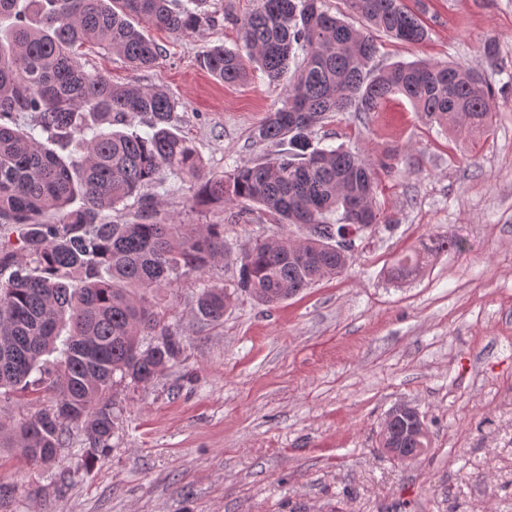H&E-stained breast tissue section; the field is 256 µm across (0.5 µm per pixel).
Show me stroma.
<instances>
[{"mask_svg": "<svg viewBox=\"0 0 512 512\" xmlns=\"http://www.w3.org/2000/svg\"><path fill=\"white\" fill-rule=\"evenodd\" d=\"M405 4L429 36L416 45L378 36L376 66L481 69L495 93L491 131L450 135L401 95L368 118L339 112L316 126V146L393 162L379 176L380 222L342 275L272 307L240 294L220 324L198 320L200 287L232 282L255 239L299 231L232 221L231 205H193L187 179L159 192V217L223 225L229 252L155 294L183 353L148 386H116L118 420L100 460L88 462L76 429L48 468L1 449L0 512H512V0ZM256 6L209 0L216 25L185 36L146 27L162 49L150 69L96 46L81 61L179 101L174 132L205 173L220 174L269 154L254 132L285 98L284 84L262 73L227 84L199 64L215 45L241 47L222 17ZM446 231L465 250L431 257L413 280L391 276L396 254ZM403 403L418 408L432 446L398 465L377 446L388 411Z\"/></svg>", "mask_w": 512, "mask_h": 512, "instance_id": "1", "label": "stroma"}]
</instances>
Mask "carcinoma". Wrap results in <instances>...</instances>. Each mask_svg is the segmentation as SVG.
<instances>
[{"label":"carcinoma","instance_id":"cac0c4a2","mask_svg":"<svg viewBox=\"0 0 512 512\" xmlns=\"http://www.w3.org/2000/svg\"><path fill=\"white\" fill-rule=\"evenodd\" d=\"M176 2L0 0V20H11L0 43V396L50 401L1 425L0 447L33 466L55 461L71 425L84 431L89 460L108 450L113 388L152 383L183 350L153 293L227 256L224 225L157 217L164 172L197 182L211 202L245 204L238 218L252 213L250 203L272 223L314 226L310 238L255 242L239 256L233 284L203 288L197 315L216 324L239 290L270 306L336 277L345 257L332 242L349 225L379 223L374 168L342 146L313 144V128L328 115H367L400 94L427 124L451 134L492 127L493 100L479 70L431 62L375 68L373 32L406 44L428 36L404 0H346L361 28L329 13L323 0H259L242 18L224 14L239 27L242 50L216 46L202 64L227 84L246 81L249 62L285 82L284 103L254 138L288 148L208 176L189 141L172 131L178 102L159 88L115 84L79 61V49L94 43L149 68L161 48L138 24L176 35L215 25L201 9L205 0H190L192 8ZM28 113L36 121L21 124ZM135 116L149 117L150 131L112 130ZM76 197L81 205L72 209ZM132 198L137 220H112ZM13 235L19 252L8 242ZM462 248L457 235H438L432 246L397 256L393 273L416 276L429 255ZM53 350L61 355L55 364L43 359ZM389 415L381 452L431 447V435L412 431L419 414L396 406Z\"/></svg>","mask_w":512,"mask_h":512}]
</instances>
